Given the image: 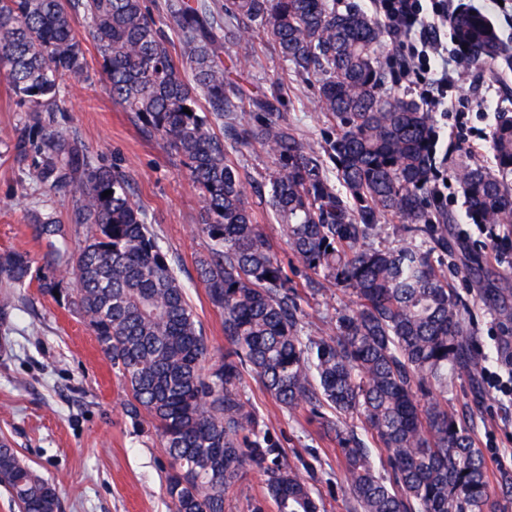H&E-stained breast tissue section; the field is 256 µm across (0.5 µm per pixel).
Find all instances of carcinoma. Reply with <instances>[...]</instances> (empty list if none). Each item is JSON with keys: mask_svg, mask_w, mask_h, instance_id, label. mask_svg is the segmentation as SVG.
I'll return each instance as SVG.
<instances>
[{"mask_svg": "<svg viewBox=\"0 0 512 512\" xmlns=\"http://www.w3.org/2000/svg\"><path fill=\"white\" fill-rule=\"evenodd\" d=\"M165 8L181 33L190 80L144 0H0V74L28 120L38 124L42 113L64 111L63 80L88 78L73 30L83 13L112 99L182 159L204 203L199 231L211 248L200 277L230 346L214 363L172 259L123 175L95 165L61 132L34 145L42 156L34 178L48 191H69L71 223L87 228L72 261L56 246L63 234L56 218L32 215L34 236L48 247L39 287L61 296L64 276L74 279L69 303L128 386L126 414L150 418L171 459V512H224L247 469L265 484L251 512H324L313 484L287 463L243 395L249 372L281 407L308 409L324 434L335 436L359 512H496L483 451L445 397L448 367L467 369L474 355L467 304L433 262L434 252H448L454 223L438 187L448 153L431 113L384 93L392 73L379 50L388 32L355 6L337 10L336 0H166ZM449 24L466 46L465 69L482 72L494 61L499 69L488 76L499 82L512 71V46L487 17L460 7ZM221 38L234 47L239 67L251 65L255 41L265 38L293 72L318 76V102L330 125L323 143L305 140L288 122L278 85L243 98L225 75ZM245 109L253 113L247 126L236 120ZM215 122L223 123L221 137ZM254 143L274 160L268 206L307 279L321 276L356 298L332 336L301 335L294 288L246 205V179L230 155ZM491 150L496 172L462 158L454 177L469 220L497 227L491 249L501 257L512 251L507 112L497 115ZM388 215L404 223V244L367 245ZM456 248L466 270L484 268L487 255L463 240ZM0 275L15 292L28 287L29 256L1 253ZM353 414L387 450L389 477L377 474L372 450L344 425L342 417ZM0 484L20 512H60L54 485L6 439Z\"/></svg>", "mask_w": 512, "mask_h": 512, "instance_id": "obj_1", "label": "carcinoma"}]
</instances>
